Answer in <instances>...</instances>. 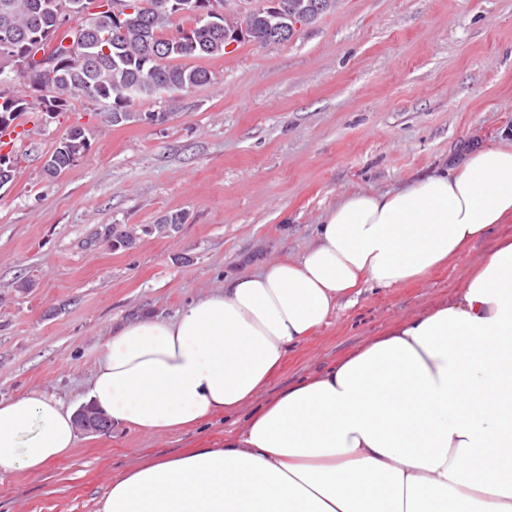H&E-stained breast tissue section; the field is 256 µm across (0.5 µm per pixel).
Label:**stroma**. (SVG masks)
<instances>
[{"label":"stroma","instance_id":"obj_1","mask_svg":"<svg viewBox=\"0 0 512 512\" xmlns=\"http://www.w3.org/2000/svg\"><path fill=\"white\" fill-rule=\"evenodd\" d=\"M203 65L212 81L181 94L165 125L114 127L77 96L18 137L0 186L1 399L42 389L84 405L109 325L174 316L226 278L305 250L342 196L402 188L512 135V0H341L289 42H245ZM76 124L89 151L46 177L45 156ZM177 210L188 221L172 236L132 250L96 240L102 225ZM509 236L512 219L416 282L364 288L238 412L164 435L82 432L39 475L1 473L0 512H97L127 469L223 444L278 393L447 303Z\"/></svg>","mask_w":512,"mask_h":512}]
</instances>
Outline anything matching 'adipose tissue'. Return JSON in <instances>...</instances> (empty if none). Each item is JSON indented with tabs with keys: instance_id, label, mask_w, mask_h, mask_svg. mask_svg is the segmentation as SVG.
Wrapping results in <instances>:
<instances>
[{
	"instance_id": "ef3b65f1",
	"label": "adipose tissue",
	"mask_w": 512,
	"mask_h": 512,
	"mask_svg": "<svg viewBox=\"0 0 512 512\" xmlns=\"http://www.w3.org/2000/svg\"><path fill=\"white\" fill-rule=\"evenodd\" d=\"M511 218L512 143L399 190L348 194L298 256L225 281L175 317L112 325L88 395L147 435L236 412L366 285L417 280ZM76 441L62 398L0 400V472H42ZM99 512H512V238L447 304L288 387L223 447L114 477Z\"/></svg>"
}]
</instances>
